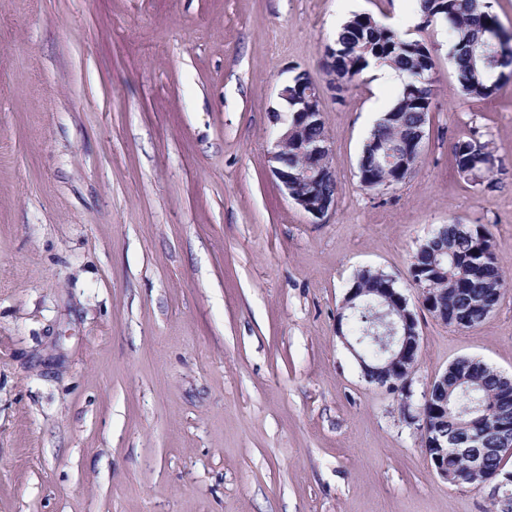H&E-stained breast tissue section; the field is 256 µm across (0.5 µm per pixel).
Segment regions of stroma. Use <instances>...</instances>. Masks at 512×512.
<instances>
[{
	"label": "stroma",
	"instance_id": "stroma-1",
	"mask_svg": "<svg viewBox=\"0 0 512 512\" xmlns=\"http://www.w3.org/2000/svg\"><path fill=\"white\" fill-rule=\"evenodd\" d=\"M398 0H0V512H499L431 468L399 396L336 333L357 272L419 321L411 402L457 359L512 377V287L459 330L413 251L482 224L512 277V75L464 97L445 28L424 151L363 187L367 75L326 92L336 212L314 223L267 163L296 74L325 84L337 23ZM476 136L478 184L452 150Z\"/></svg>",
	"mask_w": 512,
	"mask_h": 512
}]
</instances>
